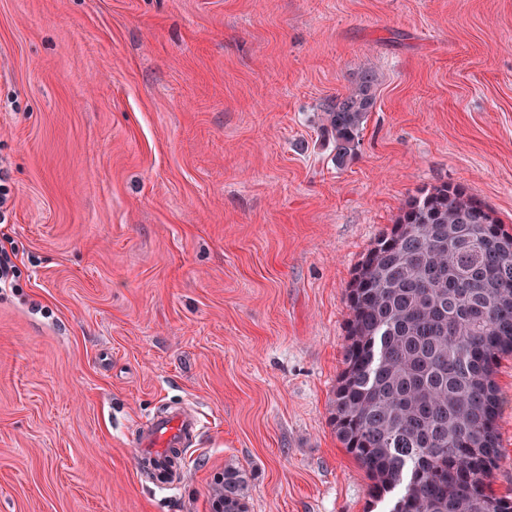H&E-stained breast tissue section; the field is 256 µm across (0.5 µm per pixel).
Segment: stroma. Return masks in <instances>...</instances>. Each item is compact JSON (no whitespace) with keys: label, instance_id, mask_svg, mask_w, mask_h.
I'll return each instance as SVG.
<instances>
[{"label":"stroma","instance_id":"stroma-1","mask_svg":"<svg viewBox=\"0 0 512 512\" xmlns=\"http://www.w3.org/2000/svg\"><path fill=\"white\" fill-rule=\"evenodd\" d=\"M0 175V512H214L230 465L248 512H383L332 423L348 285L423 188L512 231V0H0ZM182 402L184 476L144 481L135 427ZM377 83L375 74L364 73L347 94L325 108L322 131L335 143L337 166H344L358 148L363 124L375 105ZM15 190L6 179L0 177V288L19 287L20 269L17 265L18 251L10 236L2 232V227L8 224L9 202L12 201Z\"/></svg>","mask_w":512,"mask_h":512}]
</instances>
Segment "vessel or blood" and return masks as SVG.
<instances>
[{
    "mask_svg": "<svg viewBox=\"0 0 512 512\" xmlns=\"http://www.w3.org/2000/svg\"><path fill=\"white\" fill-rule=\"evenodd\" d=\"M200 429L198 411L185 404L150 415L139 425L132 444L141 449V461L149 463L153 483L173 482L180 470L175 450L193 446Z\"/></svg>",
    "mask_w": 512,
    "mask_h": 512,
    "instance_id": "obj_1",
    "label": "vessel or blood"
}]
</instances>
